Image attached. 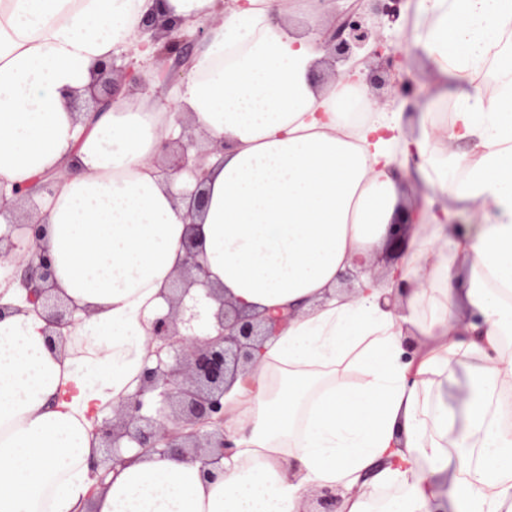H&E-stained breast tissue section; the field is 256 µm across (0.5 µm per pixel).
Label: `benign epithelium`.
<instances>
[{"label":"benign epithelium","mask_w":512,"mask_h":512,"mask_svg":"<svg viewBox=\"0 0 512 512\" xmlns=\"http://www.w3.org/2000/svg\"><path fill=\"white\" fill-rule=\"evenodd\" d=\"M401 0H345V5L331 16L328 26L319 31L318 45L334 62L346 69L334 72L335 80L354 81L353 73L362 60L375 58L377 67L362 78L371 88L387 87L392 93L423 96L409 80H396L398 64L405 62L403 47L389 45L369 20L386 16L393 21L398 16ZM185 21L156 9L145 15L141 34L146 39L140 49L152 48V62L163 66L160 72L164 86L156 95L171 88L175 74L191 60L183 35ZM131 84L142 91L150 89V78L142 64L118 67L115 58L99 62L93 70L92 80L83 92L71 97L75 110L87 103V111L103 112L115 101L121 84ZM175 122L181 127L178 137L168 139L163 156L153 160L154 166L168 185L183 172L193 173L196 186L177 195L190 198L189 209L199 214L205 205L206 193L203 161L206 156L222 152L226 141L211 139L203 145L187 133L184 113H174ZM53 178L44 173L29 184L12 189L14 201L4 203L0 194V216L13 213L16 206L25 209V220L14 219L7 223L5 234H0V257L13 251L32 253L22 270L20 282L25 291V303L41 309V315L51 328L49 342L63 345L65 336L57 332L61 327L75 324V314L86 312L71 300L57 293L51 258L42 244L45 223L39 216L35 196L51 191ZM420 207L413 206L404 220L389 225L386 262H391L407 245L408 232L419 223ZM184 259L173 278L165 299L168 311L157 317L150 331L149 363L144 365L136 390L118 405V418L105 419L96 426L100 447L107 454L110 465L106 471L126 463L124 451L137 448L166 454L178 451L201 462L203 475L221 467L224 457L232 449V441L224 432V391L230 380L247 372L255 362V352L261 344L288 320L294 311L277 310L264 314L247 313L228 301L217 288L208 282V271L195 237L190 235L183 242ZM205 287V295L216 300L213 313L217 335L200 336L195 324L203 319L201 311L185 303L192 287ZM340 495L323 488L311 495L314 504L305 512H338Z\"/></svg>","instance_id":"7a95c632"}]
</instances>
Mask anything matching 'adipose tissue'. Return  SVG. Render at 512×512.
<instances>
[{
  "instance_id": "adipose-tissue-1",
  "label": "adipose tissue",
  "mask_w": 512,
  "mask_h": 512,
  "mask_svg": "<svg viewBox=\"0 0 512 512\" xmlns=\"http://www.w3.org/2000/svg\"><path fill=\"white\" fill-rule=\"evenodd\" d=\"M153 6L0 0V189L58 172L37 198L44 244L61 295L89 311L49 348L45 321L19 307L14 260L0 261L12 309L0 319V512H303L324 487L340 491L339 512H370L382 487L399 490L382 512H428L446 476L452 512H512V0H416L410 44L449 116L407 136L363 87L311 83L323 52L288 0H167L187 24L213 23L177 91L196 131L228 144L205 162L196 226L150 163L168 113L69 106L97 60L137 50ZM408 176L447 202L423 206L382 282L351 296L342 277L384 248ZM456 210L476 229L452 245ZM190 231L226 299L297 315L224 394L223 472L148 451L89 497L95 422L138 382ZM401 281L403 315L380 303ZM460 306L480 316L464 331L451 325ZM409 336L420 342L406 362ZM462 364L474 384L459 432L440 397Z\"/></svg>"
}]
</instances>
